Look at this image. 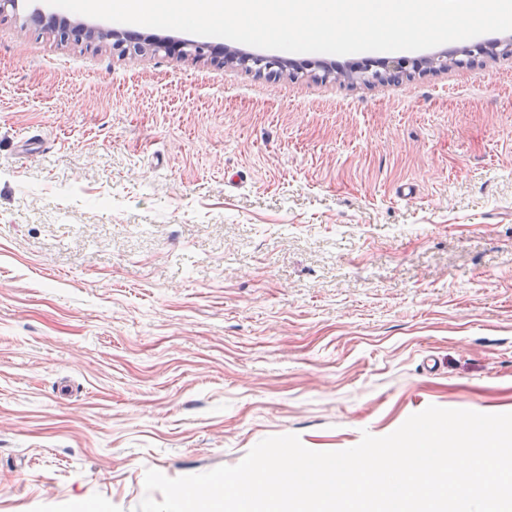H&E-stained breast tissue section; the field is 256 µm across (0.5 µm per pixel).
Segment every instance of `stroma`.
<instances>
[{
    "instance_id": "obj_1",
    "label": "stroma",
    "mask_w": 512,
    "mask_h": 512,
    "mask_svg": "<svg viewBox=\"0 0 512 512\" xmlns=\"http://www.w3.org/2000/svg\"><path fill=\"white\" fill-rule=\"evenodd\" d=\"M0 16V512L512 412V57L364 83Z\"/></svg>"
}]
</instances>
